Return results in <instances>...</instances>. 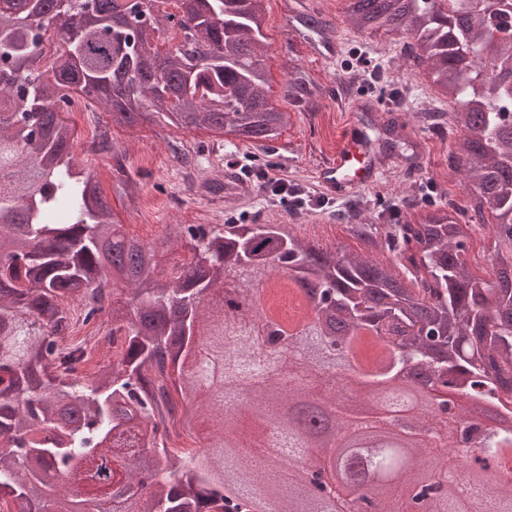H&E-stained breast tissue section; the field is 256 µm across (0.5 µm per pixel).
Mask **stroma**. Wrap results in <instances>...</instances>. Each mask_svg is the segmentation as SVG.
<instances>
[{
	"label": "stroma",
	"instance_id": "1",
	"mask_svg": "<svg viewBox=\"0 0 512 512\" xmlns=\"http://www.w3.org/2000/svg\"><path fill=\"white\" fill-rule=\"evenodd\" d=\"M262 7L272 102L291 115L288 130L278 141L232 145L224 135L207 130L146 124L111 129L114 152L109 155L93 146L106 121L103 110L81 106L68 112L75 127L73 154L102 174V188L129 234L151 242L169 224H223L237 219L247 224H295L303 236L345 245L349 242L346 216L354 201L399 205L416 181L431 184L435 199L459 198L460 177L448 169V148L457 132L448 126L434 132L417 124L415 107L440 109L444 102L431 87L425 68L411 66L400 56L401 35L355 31L347 21L346 0H263ZM307 11L326 21L323 34L295 29L292 13ZM293 63L308 72L318 87L314 102L306 108L292 105L285 95ZM391 120L403 125L415 142L414 159L376 155L377 181L336 196L331 207L297 211L290 204L268 201L252 184L207 200L208 213L196 214V205L204 198L201 183L226 175L234 159L249 160L256 171L312 183L320 165L335 157L347 139L365 140L371 124ZM118 154L125 155L127 169L138 183L135 199L111 193L110 176Z\"/></svg>",
	"mask_w": 512,
	"mask_h": 512
}]
</instances>
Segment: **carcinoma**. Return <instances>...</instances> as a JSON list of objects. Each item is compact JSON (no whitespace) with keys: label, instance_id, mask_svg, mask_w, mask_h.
I'll return each mask as SVG.
<instances>
[{"label":"carcinoma","instance_id":"1","mask_svg":"<svg viewBox=\"0 0 512 512\" xmlns=\"http://www.w3.org/2000/svg\"><path fill=\"white\" fill-rule=\"evenodd\" d=\"M0 0V512H104L103 499L82 491L120 486L116 512H241L279 492V512H323L301 481L285 484L274 469L230 450L238 421L256 413L257 431L299 389L271 376L279 336L260 341L239 311L209 293L238 281L246 294L273 274L282 283L315 285L322 326L294 336L316 367L337 362L357 378L398 389L409 362L428 368L425 390L500 406L512 394V87L487 77V35L512 23L495 0L483 18L466 21L474 0H348L346 13L364 31L410 39L407 57L424 64L447 99L448 113L418 112L422 124L448 117L458 136L448 169L462 177L465 204L428 203L412 213L386 207L368 224H348L359 249L322 246L286 224H168L144 243L116 220L97 174L72 154L74 126L61 118L72 94L96 103L106 125L162 122L183 131L232 133L262 145L281 138L290 114L271 102L264 60L262 0ZM65 16L67 37L49 34ZM180 31L160 51L161 19ZM50 56L47 69L33 65ZM296 106L310 97L293 70L286 89ZM394 126L369 139L383 154L400 147ZM114 190L131 198L138 184L116 160ZM494 240L492 276L470 269L475 229ZM180 243L192 259L167 276L160 254ZM83 323L103 314L112 325L115 359L91 376L81 370L82 344L59 338L71 304ZM351 331L338 338L336 327ZM182 403L168 392L171 370ZM362 393L355 379L326 384L322 397L334 423L314 437L287 419L273 447L285 456L319 449L336 465L344 432L342 407ZM215 431L212 450L167 451L161 441L197 419ZM459 439L512 459V419L494 430L476 424ZM399 464L391 448L369 463L343 461L362 484L367 470ZM449 461L430 452L403 487L392 488L396 512H408L412 484ZM80 473L82 486L71 485ZM462 496L448 488L424 512H512V485L490 480Z\"/></svg>","mask_w":512,"mask_h":512}]
</instances>
